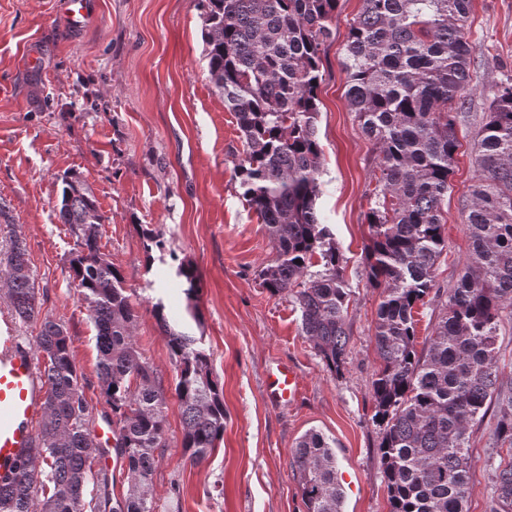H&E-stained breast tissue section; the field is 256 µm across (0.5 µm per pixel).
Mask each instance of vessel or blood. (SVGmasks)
<instances>
[{
    "mask_svg": "<svg viewBox=\"0 0 512 512\" xmlns=\"http://www.w3.org/2000/svg\"><path fill=\"white\" fill-rule=\"evenodd\" d=\"M43 386L31 350L10 318L0 319V481L13 476L17 466L36 446L35 425L42 419ZM300 394L296 369L277 366L265 382V396L274 405L294 402ZM111 423L100 424L93 437L99 449L96 466L111 463Z\"/></svg>",
    "mask_w": 512,
    "mask_h": 512,
    "instance_id": "obj_1",
    "label": "vessel or blood"
}]
</instances>
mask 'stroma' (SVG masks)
<instances>
[{
	"label": "stroma",
	"instance_id": "obj_1",
	"mask_svg": "<svg viewBox=\"0 0 512 512\" xmlns=\"http://www.w3.org/2000/svg\"><path fill=\"white\" fill-rule=\"evenodd\" d=\"M60 0H0V260L24 239L40 290L41 318L65 323L93 421L109 415L97 377L96 331L71 277L76 238L58 218L60 179L78 176L104 217L102 250L125 277L134 305L136 346L165 395L166 445L153 476L156 512H304L290 460L308 430L336 440L345 512H388L377 455L373 340L381 301L364 261L365 215L375 186L374 145L345 97L341 62L362 0H340L335 38L322 56L318 139L323 149L319 218L343 255L351 289L347 360L331 375L302 335L288 295H271L258 274L274 253L266 228L239 194L235 169L244 143L214 88L203 56L200 0H88L91 18L71 30ZM475 47L471 113L444 207L448 247L438 287H453L469 251L465 203L478 172L472 139L496 83L512 76V0H473ZM38 58L23 64L25 54ZM164 251H147L141 227ZM201 280V322L187 314L178 263ZM199 337L224 393V440L200 463L183 454L175 393L177 367L152 313ZM300 378L296 402L271 405L263 383L275 362ZM494 411L469 430L466 512H489L486 460Z\"/></svg>",
	"mask_w": 512,
	"mask_h": 512
}]
</instances>
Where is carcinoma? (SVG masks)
I'll use <instances>...</instances> for the list:
<instances>
[{"label":"carcinoma","instance_id":"1","mask_svg":"<svg viewBox=\"0 0 512 512\" xmlns=\"http://www.w3.org/2000/svg\"><path fill=\"white\" fill-rule=\"evenodd\" d=\"M201 2L209 76L245 143L236 165L241 196L275 250L258 274L261 286L292 297L302 334L336 373L347 355L351 291L316 205L322 53L339 0ZM471 4L363 0L342 60L346 100L377 151L365 261L382 296L373 335L380 366L372 380V422L389 512H465L468 430L492 404L498 408L493 445L512 453V386L500 381L496 358L500 316L512 308L511 82L497 86L474 136L478 177L470 191L463 272L453 287H436L446 247L443 205L462 109L473 91ZM58 217L76 237L70 271L96 330L99 385L112 410L114 449L128 490L113 500L109 474L93 468V408L66 326L46 318L36 337L45 408L37 448L15 478L0 484V512H155L152 479L155 451L166 447L165 397L137 350L125 279L101 252L103 216L80 179L61 178ZM26 255V243L14 238L3 287L14 315L33 321L41 302ZM177 275L186 284L187 312L199 324L196 272L182 264ZM428 297L440 311L420 346L414 311ZM152 308L177 366L183 454L197 463L224 439L223 389L197 339L170 325L162 302ZM334 445L335 439L309 430L294 450L291 467L305 512H344ZM490 469V512H512V460Z\"/></svg>","mask_w":512,"mask_h":512}]
</instances>
